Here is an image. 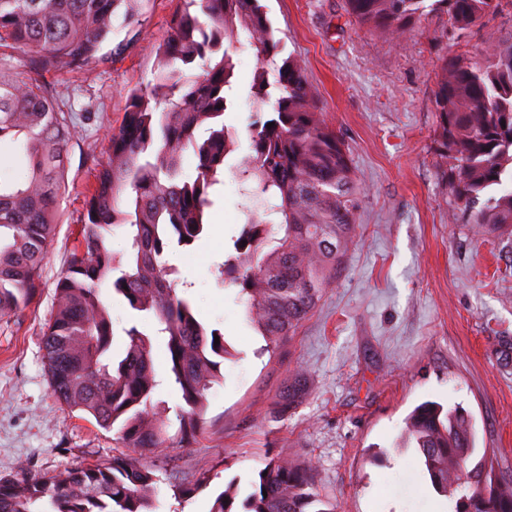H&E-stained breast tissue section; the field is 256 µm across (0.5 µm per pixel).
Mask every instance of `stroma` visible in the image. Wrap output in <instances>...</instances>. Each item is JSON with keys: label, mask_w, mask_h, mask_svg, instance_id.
<instances>
[{"label": "stroma", "mask_w": 512, "mask_h": 512, "mask_svg": "<svg viewBox=\"0 0 512 512\" xmlns=\"http://www.w3.org/2000/svg\"><path fill=\"white\" fill-rule=\"evenodd\" d=\"M261 4L284 55L305 61L322 117L344 142L364 192L338 278L289 343L264 351L237 287L219 276L243 222L238 187L225 176L206 235L168 256L190 284L186 298L228 349L195 438L146 454L51 395L43 332L56 284L81 240L105 135L124 116L127 90L151 82L177 7L142 0L138 23L117 27L99 60L79 74L44 75L74 103L79 135L64 155L67 189L39 290L20 312L0 317V476L121 455L154 469L159 512H210L229 482L250 492L265 463L282 457L314 463L317 491L336 512H447V497L401 436L422 402L465 409L477 454L512 475V236H484L454 219L457 206L439 177L451 162L437 151L434 93L443 58L512 45V8L456 42L443 15L389 37L359 26L345 0ZM255 64L240 55L238 98L224 114L243 153ZM299 367L305 394L281 412L280 394ZM196 481L193 497L177 494L176 485Z\"/></svg>", "instance_id": "1"}]
</instances>
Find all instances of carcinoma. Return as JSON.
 <instances>
[{
	"instance_id": "1",
	"label": "carcinoma",
	"mask_w": 512,
	"mask_h": 512,
	"mask_svg": "<svg viewBox=\"0 0 512 512\" xmlns=\"http://www.w3.org/2000/svg\"><path fill=\"white\" fill-rule=\"evenodd\" d=\"M135 0H0V45L36 53L35 76L0 66V142L25 138L29 174L0 183V316L34 298L59 200L66 191L63 153L77 134L70 112L42 74L84 70L98 59L115 22L138 16ZM359 26L401 37L431 14L467 37L498 13L502 0H346ZM206 20H201L200 16ZM256 60L248 97V151L228 163L235 141L224 125L234 96L238 58ZM281 40L259 0H180L171 33L158 48L151 86L128 93V109L107 134V161L95 175L82 225L56 285L44 331L49 388L72 411L128 446L156 450L172 421L154 400L152 336L166 337L168 380L187 406L176 415L181 436L201 429L206 396L221 379L224 334L200 321L176 294L167 251L206 232L212 194L230 171L241 191L244 223L224 260V280L239 287L249 323L266 350L296 335L321 300L357 229L362 194L344 142L320 118L304 63H276ZM440 156L451 159L441 181L467 224L482 235H512V46L442 61L434 94ZM273 127H267V124ZM195 171L184 173L186 152ZM125 228L127 251L114 252L112 228ZM107 288L130 311L126 348L110 362L112 316ZM219 345H214V337ZM305 391V371L281 395L287 412ZM407 441L449 512H512V479L467 462L474 452L468 418L434 402L407 419ZM243 512H335L315 489V465L272 458L251 482ZM239 484H228L211 512H235ZM153 470L114 456L110 462L34 477H0V512H157Z\"/></svg>"
}]
</instances>
